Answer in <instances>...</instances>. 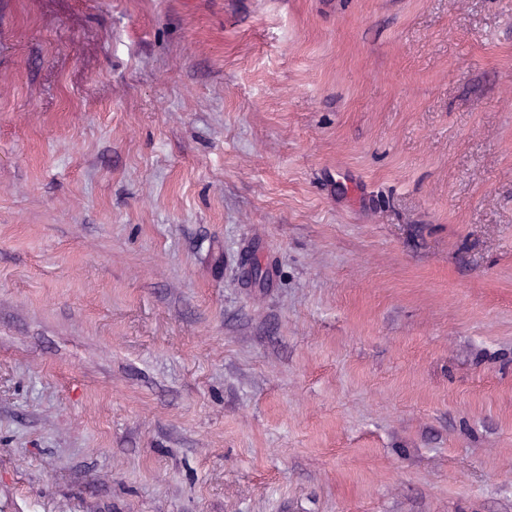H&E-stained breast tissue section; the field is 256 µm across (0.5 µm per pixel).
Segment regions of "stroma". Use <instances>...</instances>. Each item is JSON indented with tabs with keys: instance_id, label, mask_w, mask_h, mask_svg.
Instances as JSON below:
<instances>
[{
	"instance_id": "stroma-1",
	"label": "stroma",
	"mask_w": 512,
	"mask_h": 512,
	"mask_svg": "<svg viewBox=\"0 0 512 512\" xmlns=\"http://www.w3.org/2000/svg\"><path fill=\"white\" fill-rule=\"evenodd\" d=\"M0 512H512V0H0Z\"/></svg>"
}]
</instances>
